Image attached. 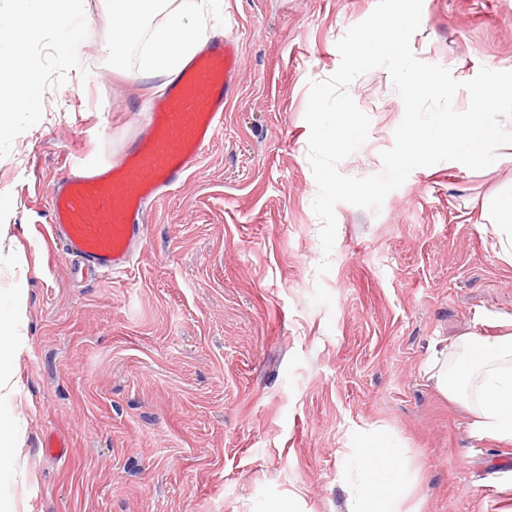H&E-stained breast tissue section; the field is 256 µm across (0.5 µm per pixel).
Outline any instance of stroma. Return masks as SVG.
<instances>
[{
    "label": "stroma",
    "instance_id": "35a3bbf8",
    "mask_svg": "<svg viewBox=\"0 0 512 512\" xmlns=\"http://www.w3.org/2000/svg\"><path fill=\"white\" fill-rule=\"evenodd\" d=\"M240 43L224 130L153 203L129 269L94 278L50 237L47 200L75 151L119 157L165 79L102 51L107 0H87L82 51L32 45L37 114L0 141V309L21 293L26 350L13 408L24 455L0 484L16 512H346L361 434L399 449L409 512H512V444L478 440L473 403L443 397L436 352L492 341L512 317V263L486 208L512 164L415 169L380 209L337 204L331 269L308 160L309 84L376 0H174ZM460 81L512 70V0H423L411 39ZM349 92L367 141L338 169L380 174L404 105L384 68ZM65 457L46 454L51 435Z\"/></svg>",
    "mask_w": 512,
    "mask_h": 512
}]
</instances>
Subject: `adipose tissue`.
Here are the masks:
<instances>
[{
	"mask_svg": "<svg viewBox=\"0 0 512 512\" xmlns=\"http://www.w3.org/2000/svg\"><path fill=\"white\" fill-rule=\"evenodd\" d=\"M15 15L0 16V140L41 100V61L30 44L51 28L60 29V57L79 56V33L86 18V0H18ZM106 21L111 37L103 47L113 64H120L134 43H141L143 71L177 74L206 36V24L170 0H109ZM23 316L21 301L0 314V482L8 480L23 454L11 402L16 394L15 364L25 350L15 332ZM446 397L463 396L469 383L477 385L480 438L512 440V332L491 344L468 343L454 368L431 363L428 369ZM351 484L346 512H404L405 472L395 446L383 434L366 442Z\"/></svg>",
	"mask_w": 512,
	"mask_h": 512,
	"instance_id": "adipose-tissue-1",
	"label": "adipose tissue"
}]
</instances>
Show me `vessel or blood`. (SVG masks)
<instances>
[{"mask_svg": "<svg viewBox=\"0 0 512 512\" xmlns=\"http://www.w3.org/2000/svg\"><path fill=\"white\" fill-rule=\"evenodd\" d=\"M241 68L235 38L209 40L167 80L118 159L75 162L49 195L53 236L65 254L112 275L133 260L149 205L182 183L224 128Z\"/></svg>", "mask_w": 512, "mask_h": 512, "instance_id": "b4317fda", "label": "vessel or blood"}]
</instances>
